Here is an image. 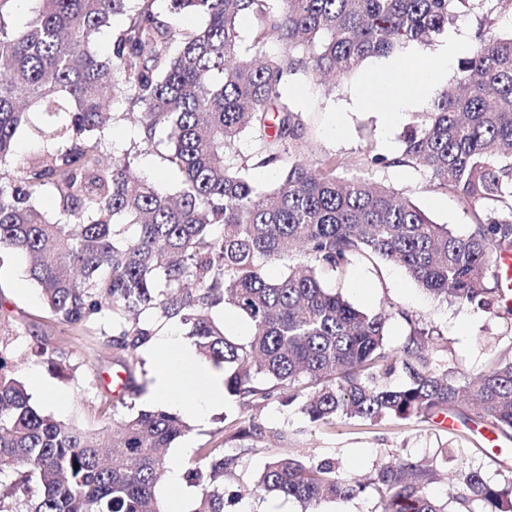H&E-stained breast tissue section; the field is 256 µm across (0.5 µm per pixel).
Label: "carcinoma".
Wrapping results in <instances>:
<instances>
[{"label":"carcinoma","mask_w":512,"mask_h":512,"mask_svg":"<svg viewBox=\"0 0 512 512\" xmlns=\"http://www.w3.org/2000/svg\"><path fill=\"white\" fill-rule=\"evenodd\" d=\"M0 0V164L18 130L42 143L10 177L0 175V254L30 258L44 308L82 329L109 323L105 345L129 358L180 324L198 353L224 369V393L268 405L280 389L310 422L428 421L453 412L512 441V349L465 375L435 356L446 341L418 327L392 347L387 310L364 312L322 283L324 269L360 261L399 265L431 294L512 317L487 275L512 252V35L479 36L459 72L405 134L401 154L372 161L426 171L436 187L472 208V232L432 221L382 182L336 175V160L299 151L301 114L283 98L292 76L324 83L388 55L404 42L431 43L460 9L489 0ZM203 25L183 29L182 14ZM126 20L112 26L115 17ZM254 21L250 45L239 21ZM110 31L107 54L96 49ZM274 45L278 51L266 53ZM142 114L141 143L167 134L165 160L176 193L132 173L126 152L103 163L114 105ZM250 138L246 156L233 154ZM275 167L263 193L249 171ZM51 194L59 217L38 199ZM302 245L307 262L278 280L267 265ZM230 307L249 336L224 333L214 317ZM396 374L404 383L393 387ZM190 431L170 407L141 410L112 432L68 425L42 413L0 354V512H165L155 489L170 469L168 449ZM223 442L262 434L253 420L218 430ZM186 470L197 488L192 512H224V475L238 455L198 449ZM431 466L394 457L366 482L329 457L270 459L252 495L291 498L303 512L371 489L378 512H512V488L480 472L446 476L441 497Z\"/></svg>","instance_id":"carcinoma-1"}]
</instances>
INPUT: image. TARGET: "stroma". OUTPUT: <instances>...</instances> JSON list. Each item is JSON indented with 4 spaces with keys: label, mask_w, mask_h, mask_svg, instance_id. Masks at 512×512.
Segmentation results:
<instances>
[{
    "label": "stroma",
    "mask_w": 512,
    "mask_h": 512,
    "mask_svg": "<svg viewBox=\"0 0 512 512\" xmlns=\"http://www.w3.org/2000/svg\"><path fill=\"white\" fill-rule=\"evenodd\" d=\"M465 30L469 44H476L479 33H512V13L487 8L463 10L455 24ZM376 65L366 59L360 69L345 76L335 87L318 83L299 74L289 84L286 97L301 112L304 123L303 149L311 159L335 158L337 173L390 185L410 198L434 222L448 225L456 235H467L473 227L471 208L453 192L437 188L422 170L400 165L380 167L372 155L387 158L400 155L402 140L414 120L413 112L402 113L388 122L380 113L355 107L353 98ZM166 144L140 146L133 168L149 181L176 189L179 177L163 159ZM23 255H0V349L9 366L24 382L40 376L54 386L63 401L60 405L38 399L44 414L64 423L97 432L111 430L113 419L131 409H148L155 402L151 393L118 396L112 392V378L119 369L120 353L107 347L101 330H79L48 317L37 286L27 273ZM325 287L341 292L357 308L373 312L386 307L389 345H402L410 334L404 313H415L431 323L448 341L442 360L465 374L484 366L495 349L512 344V319L490 315L473 306L445 301L428 294L401 267L379 261L358 262L346 271H325ZM56 351L55 363L34 354L36 343ZM261 436L220 444L216 431L219 414L192 421L190 433L178 440L168 454L171 463L184 467L197 449L223 446L226 453L238 455V465L224 478L225 512H264L267 503L256 500L249 489L264 464L278 453L292 452L332 457L349 462L357 478L373 474L388 456H402L441 466L442 449L455 446L456 436L439 420L422 422H339L319 427L311 423L297 406L274 402L254 409ZM451 470L481 469L486 479L499 486L512 483V443L493 447L484 443L461 459L448 464Z\"/></svg>",
    "instance_id": "stroma-1"
}]
</instances>
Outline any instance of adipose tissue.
Instances as JSON below:
<instances>
[{
	"label": "adipose tissue",
	"mask_w": 512,
	"mask_h": 512,
	"mask_svg": "<svg viewBox=\"0 0 512 512\" xmlns=\"http://www.w3.org/2000/svg\"><path fill=\"white\" fill-rule=\"evenodd\" d=\"M465 44L464 36L454 35L449 37L437 59L424 61L416 57L409 61L399 59L379 64L376 74L358 90L356 105L365 108L380 105L386 109L388 119L397 118L400 113L421 103L447 77L449 63ZM395 73L403 75V82L392 85L387 96H374L373 87ZM155 351L160 367L155 374L154 396L201 420L223 409V373L198 363L192 347L182 336L172 332L157 337Z\"/></svg>",
	"instance_id": "adipose-tissue-1"
}]
</instances>
